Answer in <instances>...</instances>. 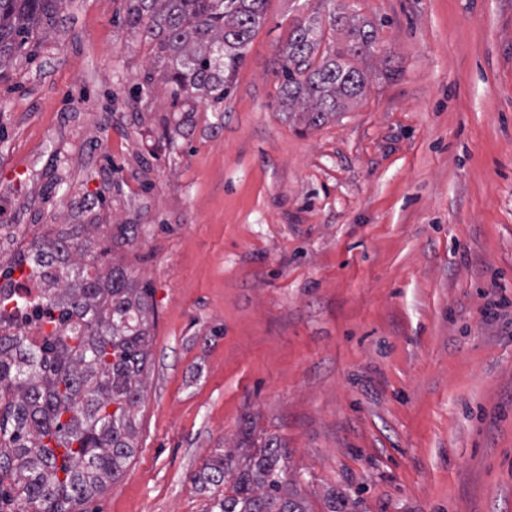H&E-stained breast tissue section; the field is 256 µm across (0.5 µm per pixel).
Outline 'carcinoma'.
I'll return each instance as SVG.
<instances>
[{"label": "carcinoma", "mask_w": 512, "mask_h": 512, "mask_svg": "<svg viewBox=\"0 0 512 512\" xmlns=\"http://www.w3.org/2000/svg\"><path fill=\"white\" fill-rule=\"evenodd\" d=\"M62 0H0V64L32 52L35 31ZM267 0H126L132 33L156 44L174 101L224 102L225 89L263 20ZM341 41L321 48L324 27ZM377 48L365 20L327 10L298 21L279 51V111L320 127L362 97L368 72L357 66ZM28 276L46 282L59 334L37 346L0 335V481L13 512H80L116 482L134 454L136 408L144 399L150 289L126 270L99 273L86 244L43 239L32 246ZM302 475L275 443L236 462L226 448L208 459L198 483L207 512H309L294 493Z\"/></svg>", "instance_id": "obj_1"}]
</instances>
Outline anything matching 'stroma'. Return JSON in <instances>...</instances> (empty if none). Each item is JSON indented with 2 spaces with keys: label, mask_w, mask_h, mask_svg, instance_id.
Instances as JSON below:
<instances>
[{
  "label": "stroma",
  "mask_w": 512,
  "mask_h": 512,
  "mask_svg": "<svg viewBox=\"0 0 512 512\" xmlns=\"http://www.w3.org/2000/svg\"><path fill=\"white\" fill-rule=\"evenodd\" d=\"M338 2L377 51L314 129L274 73L318 0H267L217 108L143 86L125 0L0 68V249L67 224L151 292L135 453L86 512H206L215 450L270 443L310 512H512V0Z\"/></svg>",
  "instance_id": "35a3bbf8"
}]
</instances>
